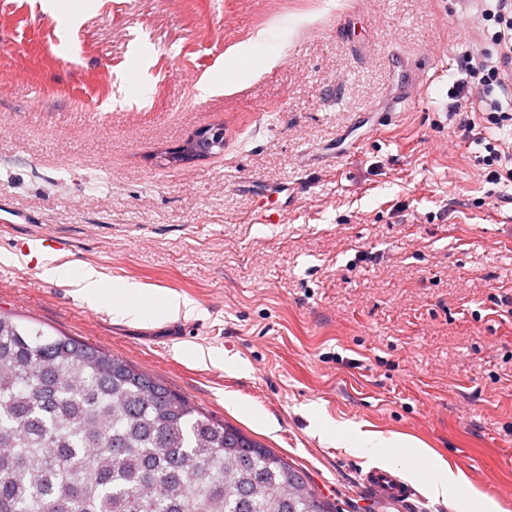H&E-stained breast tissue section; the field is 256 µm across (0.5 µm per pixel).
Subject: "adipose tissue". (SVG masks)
I'll return each instance as SVG.
<instances>
[{
	"label": "adipose tissue",
	"mask_w": 512,
	"mask_h": 512,
	"mask_svg": "<svg viewBox=\"0 0 512 512\" xmlns=\"http://www.w3.org/2000/svg\"><path fill=\"white\" fill-rule=\"evenodd\" d=\"M45 273L72 286L75 296L109 307L116 319L161 320L194 309L192 300L175 292L155 293L136 283L106 287L100 273L90 266L75 271L62 264L46 268ZM341 443L356 456L387 468H401L412 479L422 480L426 493L433 499H453L455 512H491L490 499L479 497L467 486L462 472L451 470L441 459L430 458L427 449L357 428L343 435Z\"/></svg>",
	"instance_id": "adipose-tissue-1"
}]
</instances>
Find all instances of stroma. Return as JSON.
Returning a JSON list of instances; mask_svg holds the SVG:
<instances>
[{"mask_svg": "<svg viewBox=\"0 0 512 512\" xmlns=\"http://www.w3.org/2000/svg\"><path fill=\"white\" fill-rule=\"evenodd\" d=\"M73 3L0 0V205L33 217L0 233V311L160 377L338 512L454 509L418 483L373 501L325 425L422 442L512 512V183L448 114L461 79L512 113V84L461 70L492 47L481 0ZM215 126L222 152L161 162ZM35 230L106 284L186 295L182 335L12 267Z\"/></svg>", "mask_w": 512, "mask_h": 512, "instance_id": "obj_1", "label": "stroma"}]
</instances>
